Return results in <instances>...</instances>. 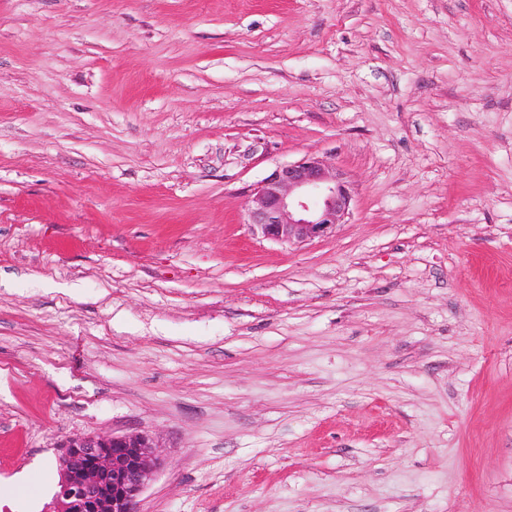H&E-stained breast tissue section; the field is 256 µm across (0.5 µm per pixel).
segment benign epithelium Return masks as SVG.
<instances>
[{
	"mask_svg": "<svg viewBox=\"0 0 512 512\" xmlns=\"http://www.w3.org/2000/svg\"><path fill=\"white\" fill-rule=\"evenodd\" d=\"M353 188L344 173L317 157L276 166L247 205L251 229L288 245L333 232L350 214ZM57 457L59 492L45 512H138L139 497L163 457L143 432H90L66 439Z\"/></svg>",
	"mask_w": 512,
	"mask_h": 512,
	"instance_id": "benign-epithelium-1",
	"label": "benign epithelium"
}]
</instances>
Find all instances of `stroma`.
I'll use <instances>...</instances> for the list:
<instances>
[{"mask_svg": "<svg viewBox=\"0 0 512 512\" xmlns=\"http://www.w3.org/2000/svg\"><path fill=\"white\" fill-rule=\"evenodd\" d=\"M112 431L140 512H512V0H0V512ZM352 202L345 174L307 156L276 166L261 181L248 200L246 224L265 239L297 245L336 230Z\"/></svg>", "mask_w": 512, "mask_h": 512, "instance_id": "stroma-1", "label": "stroma"}]
</instances>
